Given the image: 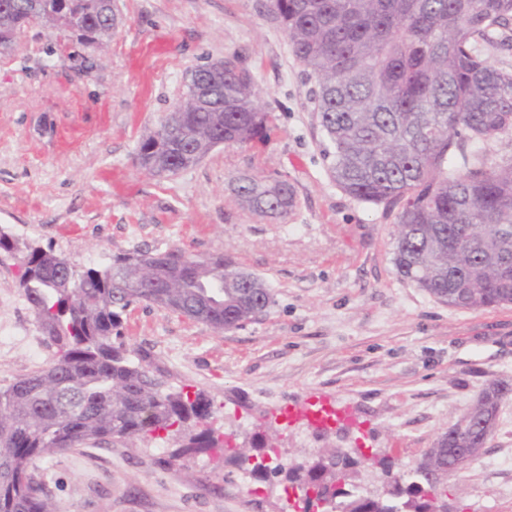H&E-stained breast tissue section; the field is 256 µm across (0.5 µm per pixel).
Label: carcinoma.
<instances>
[{"label":"carcinoma","instance_id":"1","mask_svg":"<svg viewBox=\"0 0 512 512\" xmlns=\"http://www.w3.org/2000/svg\"><path fill=\"white\" fill-rule=\"evenodd\" d=\"M293 55L315 77L314 114L336 186L350 197L398 208L394 266L440 303L480 310L512 303V158L489 166L474 142L512 136V65L489 55L512 47V0H268ZM108 0H0V48L35 22L102 48L118 25ZM174 109L136 148L139 166L176 176L218 142L267 141L276 129L254 76L234 57L189 71ZM454 159L448 167V159ZM238 203L284 219L296 206L286 179L239 176ZM0 251L21 254L20 287L56 351L45 366L0 386V512H56L35 475L38 459L108 440L174 441L180 454L228 450L202 427L214 417L205 392L171 381L148 356L130 358L122 315L146 302L231 331L274 305L271 289L230 259L179 248L134 249L103 266H79L51 250L19 247L0 229ZM163 284L152 287L153 282ZM512 385L491 384L448 426L403 483L377 461L383 491L356 483L359 448L320 449L300 463L250 470L284 476L304 501L336 499L325 512H450L448 449L477 457Z\"/></svg>","mask_w":512,"mask_h":512}]
</instances>
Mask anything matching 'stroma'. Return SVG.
<instances>
[{
    "instance_id": "stroma-1",
    "label": "stroma",
    "mask_w": 512,
    "mask_h": 512,
    "mask_svg": "<svg viewBox=\"0 0 512 512\" xmlns=\"http://www.w3.org/2000/svg\"><path fill=\"white\" fill-rule=\"evenodd\" d=\"M120 24L100 51L25 27L0 54V228L83 266L138 248L224 256L262 277L267 315L218 332L152 304L132 305L121 334L175 383L214 400L212 426L232 447L256 425L276 433L281 461L321 448L361 447L409 475L423 454L492 383H512V304L449 307L402 280L393 264L396 215L348 197L332 181L311 90L267 0H118ZM236 57L255 77L277 131L264 145L220 146L159 179L135 160L140 137L169 112L186 72ZM94 64L77 74V58ZM239 174L293 186L286 219L235 200ZM0 386L49 363L18 278L0 253ZM346 430L315 437L312 403ZM57 512H294L297 489L257 482L249 464L170 441L85 447L38 460ZM448 485L455 512H512V397L481 455Z\"/></svg>"
}]
</instances>
